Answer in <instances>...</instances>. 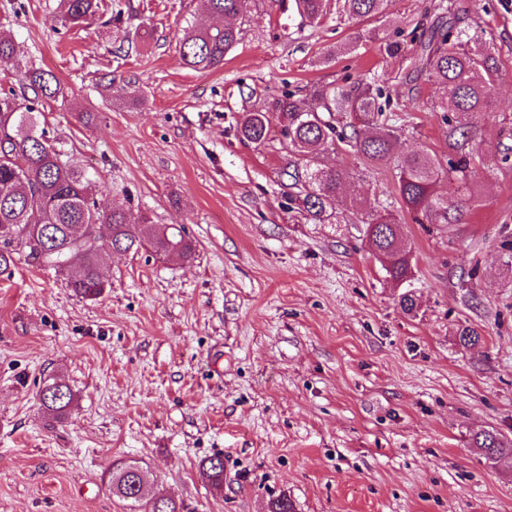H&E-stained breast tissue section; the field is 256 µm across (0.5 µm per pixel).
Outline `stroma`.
<instances>
[{"label":"stroma","mask_w":512,"mask_h":512,"mask_svg":"<svg viewBox=\"0 0 512 512\" xmlns=\"http://www.w3.org/2000/svg\"><path fill=\"white\" fill-rule=\"evenodd\" d=\"M442 2L312 21L294 0H252L239 44L202 71L179 52L196 0H118L119 17L70 29L58 0H0V35L64 89L45 106L63 160L194 247L189 260L103 253L95 300L18 247L0 275V512H130L108 486L119 460L187 512H268L281 494L295 512H512V459L492 466L472 446L486 430L512 439V0H456L500 64L493 111L469 120L465 176L437 184L457 223H419L393 166L343 143L322 161L354 173L362 205L313 223L288 201L278 131L261 147L237 136L243 113L283 93L376 74L407 105L403 146L447 163L432 109L446 89L407 84L386 52L413 47ZM379 201L412 253L403 284L366 236L361 210ZM466 326L478 345L460 344ZM55 381L76 395L61 422L38 401ZM217 454L220 492L199 473Z\"/></svg>","instance_id":"obj_1"}]
</instances>
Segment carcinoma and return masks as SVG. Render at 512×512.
Listing matches in <instances>:
<instances>
[{"label":"carcinoma","instance_id":"carcinoma-1","mask_svg":"<svg viewBox=\"0 0 512 512\" xmlns=\"http://www.w3.org/2000/svg\"><path fill=\"white\" fill-rule=\"evenodd\" d=\"M300 15L319 20L327 13V0H295ZM250 0H198V9L209 23L189 25L181 41L185 65L211 70L224 63V56L239 41V30L229 19L247 13ZM387 0H342L345 15L361 19L383 14ZM63 26L82 27L96 18L100 0H60ZM408 80L426 77L449 90V97L434 103L433 111L444 113L448 137H460L453 147L468 141V121L475 112H490L494 105L499 67L486 43L456 27L452 6L444 8L431 37L419 43L407 57ZM23 70V86L34 97L22 102L14 91L0 92V273L14 265V241L28 247L27 258L43 269L67 274L68 287L81 299L96 300L108 283L98 269L102 250L123 252L148 245L160 255L193 254L192 244L180 234L159 233L150 218L138 217L112 205L104 194L97 195L90 174L60 160V154L41 127L40 106L62 92L57 78L32 66ZM403 105L393 104L377 80H357L345 86L321 85L310 99L289 92L274 105L273 116L263 112L242 115L237 132L243 142L264 145L271 124L283 137L284 158L280 176L290 180L288 199L304 209L318 224H329L340 205L339 193L354 178L344 166H326L320 156L336 142H345L369 165L397 156L396 192L410 211L422 214L431 224L457 220L458 206L436 192L445 174H463L469 161L461 156L445 169L428 150L419 148L395 153L398 141L396 113ZM377 129L371 136L359 135L358 127ZM107 224L110 236L99 243L85 239L90 226ZM366 233L375 253L387 261L385 271L394 281L409 278L408 253L400 249L403 227L386 207L367 213ZM47 229L48 250L38 254L31 246L30 227ZM50 387L60 395L40 400L44 412L64 419L74 404L71 389L61 383ZM473 448L490 464L512 457V440L494 431H483L472 439ZM202 477L215 489H224V463L213 456L201 462ZM112 495L126 502L131 512H149L154 503L143 468L118 461L109 476Z\"/></svg>","mask_w":512,"mask_h":512}]
</instances>
